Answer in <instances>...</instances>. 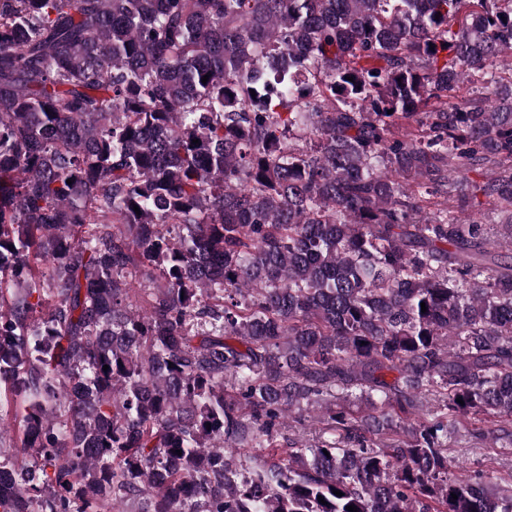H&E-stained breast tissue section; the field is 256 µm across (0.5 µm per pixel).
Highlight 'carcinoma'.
<instances>
[{"instance_id": "cac0c4a2", "label": "carcinoma", "mask_w": 512, "mask_h": 512, "mask_svg": "<svg viewBox=\"0 0 512 512\" xmlns=\"http://www.w3.org/2000/svg\"><path fill=\"white\" fill-rule=\"evenodd\" d=\"M503 245L512 0H0V512H512ZM462 435L458 434L448 439L449 451L455 465L459 467L457 470H473L482 463L487 464L492 461L495 468L500 471H512V453L500 449L503 441L494 445L487 444V447H479L482 445L475 444L473 439Z\"/></svg>"}]
</instances>
